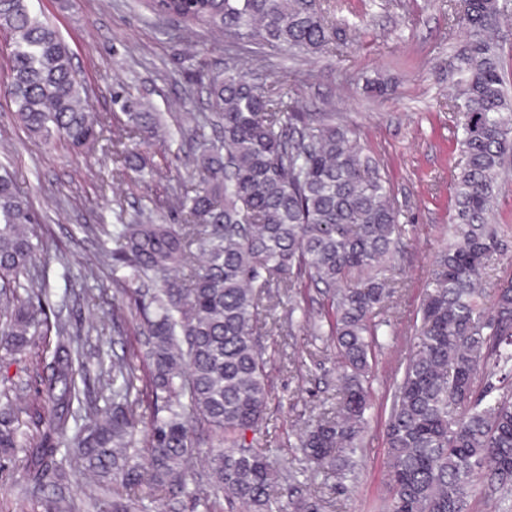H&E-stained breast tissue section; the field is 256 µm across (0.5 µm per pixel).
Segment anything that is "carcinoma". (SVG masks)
Masks as SVG:
<instances>
[{
  "instance_id": "cac0c4a2",
  "label": "carcinoma",
  "mask_w": 512,
  "mask_h": 512,
  "mask_svg": "<svg viewBox=\"0 0 512 512\" xmlns=\"http://www.w3.org/2000/svg\"><path fill=\"white\" fill-rule=\"evenodd\" d=\"M29 2L0 0L15 117L44 145L89 149L103 132L101 118L90 110L70 47ZM149 7L162 20L234 44L309 58L335 35L323 0H149ZM503 15L499 0H463L456 13L466 35L455 56L465 166L453 179L451 239L434 260L417 349L393 382L388 512H470L480 476L502 503L512 491V280L493 288L489 310L481 288L502 246L498 175L512 162V95L494 49ZM205 89L211 115L190 113L173 131L151 105L125 101L112 140V164L138 175L145 169L138 146L186 130L195 143L197 182L172 201L183 223L118 224L119 248L101 253V261L127 270L126 281L141 284L147 373L138 375L132 358L113 356L97 375L112 404L76 419L74 405L89 392L86 340L56 321L37 435L19 442L22 421L0 391V449H32L26 475L36 484L65 476L57 460L64 448L105 488L144 486L167 502L187 498L194 510L211 512L223 497L240 512H324V490L356 477L360 462L371 360L386 325L376 316L394 292L399 211L376 160L336 113L303 111L234 58L207 75ZM38 225L31 201L0 174V344L11 352L25 350L54 310L45 278L30 274ZM184 270L188 277H171ZM271 281L293 298L303 286L324 297L316 316L295 303L310 335L333 347L338 368L335 403L296 435L306 469L323 475L321 483L293 474L278 480L268 457L245 440L263 425L270 399L255 336L270 309ZM198 431L211 439L205 476L192 465ZM111 512L149 506L116 496Z\"/></svg>"
}]
</instances>
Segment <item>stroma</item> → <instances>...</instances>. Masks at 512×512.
<instances>
[{
	"mask_svg": "<svg viewBox=\"0 0 512 512\" xmlns=\"http://www.w3.org/2000/svg\"><path fill=\"white\" fill-rule=\"evenodd\" d=\"M336 38L332 52L291 58L269 46L248 44L236 53L276 87L298 100L304 111L333 112L355 132L366 154L375 158L401 210L404 247L396 258L395 291L381 312L388 320L384 344L372 363V403L364 434L362 462L355 480L330 494L328 512H387L388 446L384 421L390 388L415 350V322L431 288L433 261L448 241L453 215L452 181L464 164L454 132L459 112L449 99L458 94L451 67L464 34L451 0H331ZM73 50V67L88 89L93 112L104 116L105 140L119 134L118 117L128 99L150 100L168 124L186 112L207 111L201 85L206 73L222 69L230 54L201 28L179 30L155 19L143 0H31ZM385 84L375 97L366 81ZM189 143L144 145L140 152L159 175L134 179L113 171L102 150L75 151L65 143L43 145L16 122L9 99L0 96V164L13 173L19 192L41 218L39 239L62 249L67 264L50 262V297L61 318L88 333V357L123 354L139 347L133 285L124 273L104 266L88 272L86 262L101 249H115L108 232L132 220L141 207L168 211L169 197L190 188L185 163ZM505 224L503 246L486 268L488 284L512 277V172L503 176L495 205ZM124 288L126 319L112 325V298ZM277 300L274 320L261 330L271 391L266 422L248 434L254 450L267 453L281 473L302 468L291 448L295 433L321 405L336 397L334 352L289 322L283 289L269 283ZM54 335L34 336L23 352L0 348V388L21 406L37 402L39 357L50 354ZM28 452L0 450V512H48L72 503L74 512H106L111 491L96 478L69 472L64 480L37 485L24 480Z\"/></svg>",
	"mask_w": 512,
	"mask_h": 512,
	"instance_id": "stroma-1",
	"label": "stroma"
}]
</instances>
